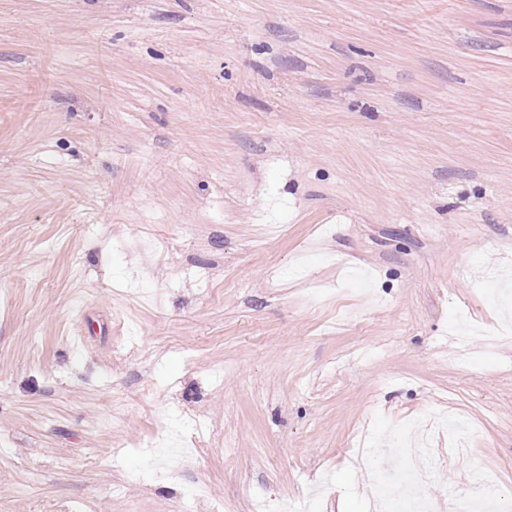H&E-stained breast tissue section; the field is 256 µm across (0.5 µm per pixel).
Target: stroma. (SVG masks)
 Instances as JSON below:
<instances>
[{
    "label": "stroma",
    "mask_w": 512,
    "mask_h": 512,
    "mask_svg": "<svg viewBox=\"0 0 512 512\" xmlns=\"http://www.w3.org/2000/svg\"><path fill=\"white\" fill-rule=\"evenodd\" d=\"M512 0H0V512L512 498ZM416 448H398L400 464H390L382 471L377 470V453L375 448H367L364 465L375 475L378 480V490L387 503L386 511L392 512H433L432 500L413 491V487L419 483V476L409 466ZM404 488L406 494L400 496L397 489Z\"/></svg>",
    "instance_id": "35a3bbf8"
}]
</instances>
